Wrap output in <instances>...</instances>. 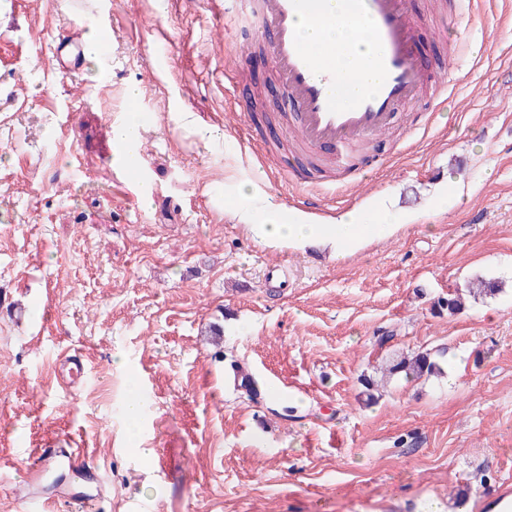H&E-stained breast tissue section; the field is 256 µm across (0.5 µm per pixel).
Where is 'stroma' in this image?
Returning a JSON list of instances; mask_svg holds the SVG:
<instances>
[{"label": "stroma", "mask_w": 512, "mask_h": 512, "mask_svg": "<svg viewBox=\"0 0 512 512\" xmlns=\"http://www.w3.org/2000/svg\"><path fill=\"white\" fill-rule=\"evenodd\" d=\"M407 2L433 14L419 52L454 92L428 127V96L399 109L382 166L313 209L280 175L294 107L267 54L231 68L224 0H84L80 24L73 0H0V298L46 303L32 329L0 307V512H24L11 486L32 449L69 439L110 487L97 512H489L512 487V0ZM103 25L107 77L44 61L61 30ZM133 86L131 186L112 126ZM243 180L319 224L367 206L394 229L341 257L271 246L229 208ZM478 277L504 288L435 314ZM394 350L441 371L367 401L360 375ZM65 353L87 369L70 390ZM234 360L278 394L248 401ZM133 382L150 403L135 438Z\"/></svg>", "instance_id": "obj_1"}]
</instances>
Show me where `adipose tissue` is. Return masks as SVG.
<instances>
[{"instance_id":"1","label":"adipose tissue","mask_w":512,"mask_h":512,"mask_svg":"<svg viewBox=\"0 0 512 512\" xmlns=\"http://www.w3.org/2000/svg\"><path fill=\"white\" fill-rule=\"evenodd\" d=\"M323 4L328 22L316 28L300 20L299 32L308 48L325 53L335 65L342 77L336 86V100L345 105L375 82L371 61L377 48L367 36L365 22L350 14L345 0H323ZM237 214L259 241L270 245H325L338 256L392 230L391 225L378 223L375 214L359 210L347 212L331 224H310L300 215L284 224L265 192L252 185L238 193Z\"/></svg>"}]
</instances>
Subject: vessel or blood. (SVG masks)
Listing matches in <instances>:
<instances>
[{"label":"vessel or blood","mask_w":512,"mask_h":512,"mask_svg":"<svg viewBox=\"0 0 512 512\" xmlns=\"http://www.w3.org/2000/svg\"><path fill=\"white\" fill-rule=\"evenodd\" d=\"M364 18L378 47L377 82L348 106H339L333 96L336 73L318 54L311 52L297 34L299 17L313 24L323 22L312 0H224L225 12L234 13L240 27L263 26L273 32L269 45L274 70L289 99L297 108V137L319 149L326 165L347 172L358 164L357 154L365 142L388 131L398 109L411 103L426 88L429 74L418 56L419 40L407 0H351ZM85 55L83 38L66 30L60 33L50 56L58 67ZM88 451L70 442L68 451L41 449L34 464L18 484L26 512H43L48 499L43 482L56 464L77 471L87 463ZM101 482L86 490L57 491L58 501L78 504L82 512L99 500Z\"/></svg>","instance_id":"1"}]
</instances>
